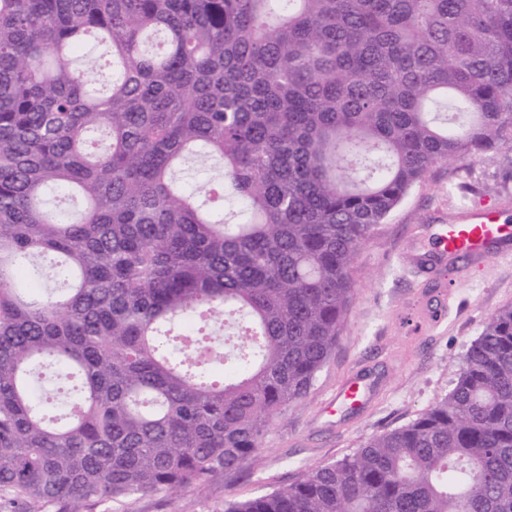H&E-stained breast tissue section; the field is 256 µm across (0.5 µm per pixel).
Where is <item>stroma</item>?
I'll return each mask as SVG.
<instances>
[{
	"label": "stroma",
	"instance_id": "1",
	"mask_svg": "<svg viewBox=\"0 0 512 512\" xmlns=\"http://www.w3.org/2000/svg\"><path fill=\"white\" fill-rule=\"evenodd\" d=\"M464 202L512 215V139L493 160L434 165L376 226L352 266V302L334 354L306 399L272 421L255 463L200 490L110 502L105 512H224L226 501L270 493L307 468L353 454L365 438L409 423L448 394L483 323L512 306V261H495L455 289L440 325L413 334L405 328L421 293L437 290L444 278L415 266L416 241L429 226L451 223ZM356 372L371 383L368 404L329 415L328 401Z\"/></svg>",
	"mask_w": 512,
	"mask_h": 512
}]
</instances>
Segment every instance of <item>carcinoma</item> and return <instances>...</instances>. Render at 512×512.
<instances>
[{
  "instance_id": "carcinoma-1",
  "label": "carcinoma",
  "mask_w": 512,
  "mask_h": 512,
  "mask_svg": "<svg viewBox=\"0 0 512 512\" xmlns=\"http://www.w3.org/2000/svg\"><path fill=\"white\" fill-rule=\"evenodd\" d=\"M507 132L512 0H0V492L96 512L254 462L360 246ZM224 512H512V306L413 421Z\"/></svg>"
}]
</instances>
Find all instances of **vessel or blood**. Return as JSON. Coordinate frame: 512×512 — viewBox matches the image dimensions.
<instances>
[{
  "mask_svg": "<svg viewBox=\"0 0 512 512\" xmlns=\"http://www.w3.org/2000/svg\"><path fill=\"white\" fill-rule=\"evenodd\" d=\"M421 248L414 261L422 267L459 257L473 267L512 258V221L493 210L464 207L452 223L432 226ZM367 401V386L358 377L346 380L334 399L336 405L354 411L362 409Z\"/></svg>",
  "mask_w": 512,
  "mask_h": 512,
  "instance_id": "vessel-or-blood-1",
  "label": "vessel or blood"
}]
</instances>
